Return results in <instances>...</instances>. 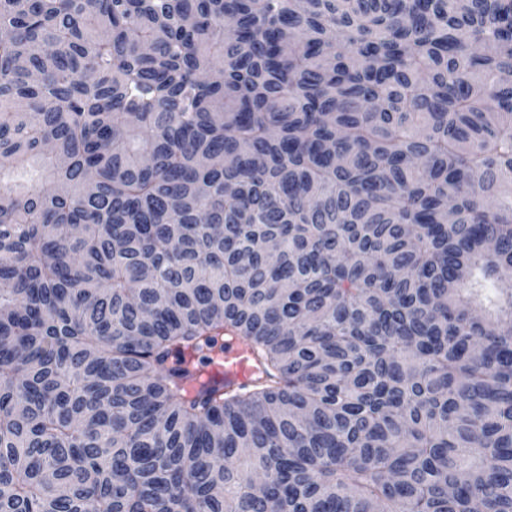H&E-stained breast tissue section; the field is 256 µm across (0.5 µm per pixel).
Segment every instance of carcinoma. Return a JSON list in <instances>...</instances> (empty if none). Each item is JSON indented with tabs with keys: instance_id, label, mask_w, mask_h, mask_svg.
Masks as SVG:
<instances>
[{
	"instance_id": "obj_1",
	"label": "carcinoma",
	"mask_w": 512,
	"mask_h": 512,
	"mask_svg": "<svg viewBox=\"0 0 512 512\" xmlns=\"http://www.w3.org/2000/svg\"><path fill=\"white\" fill-rule=\"evenodd\" d=\"M3 168L0 512H512V0H0ZM260 372L259 361L238 338H225L224 353L215 356L211 365L202 370L207 380L224 381V388L249 385Z\"/></svg>"
}]
</instances>
